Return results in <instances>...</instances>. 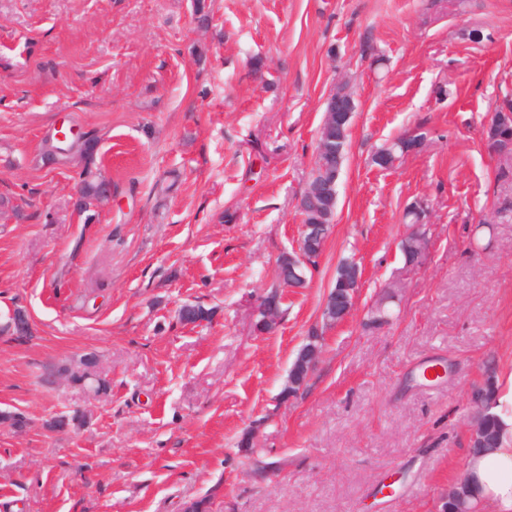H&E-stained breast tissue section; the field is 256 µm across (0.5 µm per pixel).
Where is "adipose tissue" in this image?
<instances>
[{
  "instance_id": "obj_1",
  "label": "adipose tissue",
  "mask_w": 512,
  "mask_h": 512,
  "mask_svg": "<svg viewBox=\"0 0 512 512\" xmlns=\"http://www.w3.org/2000/svg\"><path fill=\"white\" fill-rule=\"evenodd\" d=\"M496 394L492 408L503 426V439L495 448L469 453L466 474L476 489L477 512H512V370L494 375Z\"/></svg>"
}]
</instances>
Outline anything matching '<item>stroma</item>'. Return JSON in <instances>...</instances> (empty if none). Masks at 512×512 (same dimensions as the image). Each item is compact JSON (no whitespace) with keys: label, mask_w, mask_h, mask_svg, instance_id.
<instances>
[{"label":"stroma","mask_w":512,"mask_h":512,"mask_svg":"<svg viewBox=\"0 0 512 512\" xmlns=\"http://www.w3.org/2000/svg\"><path fill=\"white\" fill-rule=\"evenodd\" d=\"M0 0V512H436L466 471L475 385L512 369V181L483 129L512 93V0ZM480 29L482 39L468 33ZM357 111L322 255L280 287L325 100ZM112 199L79 213L59 126ZM422 129L381 170L376 146ZM427 202L425 258L406 211ZM490 221L482 251L474 224ZM349 316L321 309L342 260ZM276 324L257 332L272 291ZM200 304L211 321L185 325ZM388 323L369 326L376 307ZM321 353L281 400L309 336ZM95 358L104 393L68 373ZM444 378L424 385L422 367ZM79 409L86 422L54 429ZM250 434L251 451L238 448ZM266 463L265 474L254 470Z\"/></svg>","instance_id":"obj_1"}]
</instances>
